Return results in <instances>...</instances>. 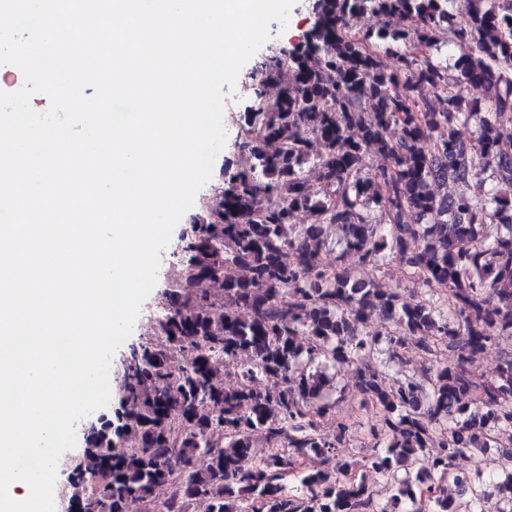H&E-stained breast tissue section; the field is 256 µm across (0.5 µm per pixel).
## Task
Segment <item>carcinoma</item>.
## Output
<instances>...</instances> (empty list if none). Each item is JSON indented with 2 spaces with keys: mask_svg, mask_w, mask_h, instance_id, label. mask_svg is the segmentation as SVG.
<instances>
[{
  "mask_svg": "<svg viewBox=\"0 0 512 512\" xmlns=\"http://www.w3.org/2000/svg\"><path fill=\"white\" fill-rule=\"evenodd\" d=\"M308 2L313 26L249 74L235 168L183 232L164 314L122 359L117 421L91 430L71 475L74 512H152L167 489L165 512H512V350L489 379L469 370L512 344V0ZM361 14L377 25L356 28ZM400 42L413 51L385 69L382 50ZM465 85L484 96L465 100ZM370 150L387 159L373 173ZM473 181L479 196L435 192ZM327 224L343 241L332 271ZM391 259L425 292L357 278ZM231 265L250 277H226ZM374 316L389 324L381 337L365 331ZM441 344L451 363L395 385L360 363L379 345L402 365ZM231 361L242 382L226 387ZM323 361L353 368L379 414L358 481L336 454L351 426L318 431L328 382L310 369ZM257 433L266 454L253 466ZM494 437L509 444L497 480L460 486L456 460ZM311 456L323 468H302Z\"/></svg>",
  "mask_w": 512,
  "mask_h": 512,
  "instance_id": "carcinoma-1",
  "label": "carcinoma"
}]
</instances>
